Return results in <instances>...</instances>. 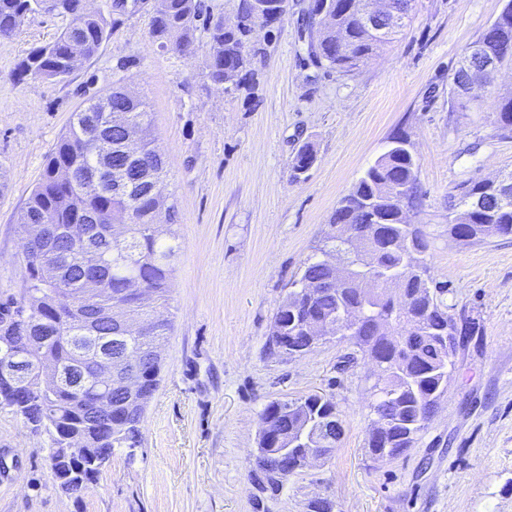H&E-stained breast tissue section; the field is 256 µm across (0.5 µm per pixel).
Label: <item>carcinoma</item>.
<instances>
[{"label": "carcinoma", "instance_id": "1", "mask_svg": "<svg viewBox=\"0 0 512 512\" xmlns=\"http://www.w3.org/2000/svg\"><path fill=\"white\" fill-rule=\"evenodd\" d=\"M280 0H237L240 21L224 30V15L203 7L202 0H164V9L152 20V35L162 49L171 47L180 53L191 51L195 32L203 27L208 34L205 68L208 78L224 86V72L238 71L235 88L252 89L256 85L254 56L231 55L228 44L240 48L256 43L257 54L273 40L274 27L264 33L252 26V15L260 2ZM59 11L72 21L54 41L28 53L16 67V75L48 80L62 79L71 73L68 64L70 45H80L84 57L96 55L108 36V21L100 12L85 10L82 0H0V37H10L21 19L31 13ZM302 26L309 33L308 55L318 67L349 73L361 63L382 52L391 40L367 29L360 19L356 0H314L309 13L303 14ZM345 42H336V30ZM512 22L492 23L472 43L480 58L461 60L452 75L454 94L461 109L468 107L471 86L491 88L492 72L484 64L502 66L512 63ZM495 123L501 134L512 135V92L498 95ZM138 139L136 154L126 152L129 136ZM315 161L312 145L298 151L293 169L299 176ZM167 177L162 155L156 150L149 112L140 97L120 88L110 96L89 100L74 113L68 132L52 152L41 183L32 192L19 218V228L29 224H47L46 235L22 242L25 264L24 289L20 299L0 302V336H39L43 343L32 351L36 376L59 370L66 380L51 391L37 388L28 395H18L0 387V404L9 406L27 422L42 427L52 444L59 446L62 437L80 431L84 448L73 455L70 467L87 471L88 453L92 448L100 455L112 456L114 448H137L141 444V426L131 416V402L120 388L112 389V418L97 422L91 417L95 386L85 378L79 384L71 380L74 350L87 347L90 340L80 336L81 317L103 306L132 301V290L147 291L149 302L134 308L141 320L151 323V335L166 336L170 320L153 321L155 309L170 304L176 261L181 250L175 201L163 193ZM483 200L468 236L483 241L499 230L512 234V185L503 189L493 181L478 182L461 191L450 201L449 208ZM418 200L417 165L407 148V140L395 136L387 150L355 183L339 202L330 220L333 231L324 241H336V226L346 232L376 230L379 247L372 260L390 274L405 278L401 291L409 298V310L387 321L386 305L362 303L352 268L339 287L336 272L314 259L309 260L299 279L292 282L277 308L270 345L290 353L309 352L311 339L301 326L303 318L334 320L345 308L360 306L364 319L360 331L350 340L364 354H373L375 400L371 404L372 423L382 426L376 437L368 439V448L376 458L393 460L411 448L417 435L425 429L440 398L447 393L453 377L454 361L448 356V337L457 330V321L448 315V306L440 299L444 288L431 289L420 280L415 267L428 271L415 250L423 247L415 236L414 247L388 243L406 235L404 209ZM83 224L87 237L76 241L68 234L72 224ZM54 276L47 279L43 271ZM98 279L102 291L92 303L84 294L86 282ZM318 282L311 294H301L302 282ZM131 348L142 353L135 380L140 382L144 400L158 387L161 357L152 354L151 340L133 339ZM336 413L335 403L311 395L294 402L275 401L264 411L267 429L280 445L269 448L261 461V490L276 493L280 484L277 473L296 465L295 450L307 447V437L319 421ZM293 447L288 459L279 451Z\"/></svg>", "mask_w": 512, "mask_h": 512}]
</instances>
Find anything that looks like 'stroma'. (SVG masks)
<instances>
[{"instance_id": "1", "label": "stroma", "mask_w": 512, "mask_h": 512, "mask_svg": "<svg viewBox=\"0 0 512 512\" xmlns=\"http://www.w3.org/2000/svg\"><path fill=\"white\" fill-rule=\"evenodd\" d=\"M294 2L254 64L251 91L207 78L204 32L194 53L160 49L150 0L121 13L94 0L111 34L62 79H21L15 67L69 16L31 13L0 39V301L22 294L18 218L51 152L73 113L117 86L147 105L182 242L140 446L114 449L94 480L66 492L49 435L0 405V512H309L317 496L334 512H512V235L466 243L448 233L451 196L512 170V137L495 124V93L512 90V65L497 72L495 91L474 90L468 109L451 91L464 49L507 0H416L410 24L347 75L310 65L297 24L310 0ZM397 134L418 164L408 220L430 276L446 289L449 315L482 334L458 347L448 391L412 447L379 461L367 449V355L340 335L296 357L269 352L268 341L339 201ZM307 142L316 160L298 177L294 158ZM311 394L336 404L335 451L278 495L259 490L265 406Z\"/></svg>"}]
</instances>
